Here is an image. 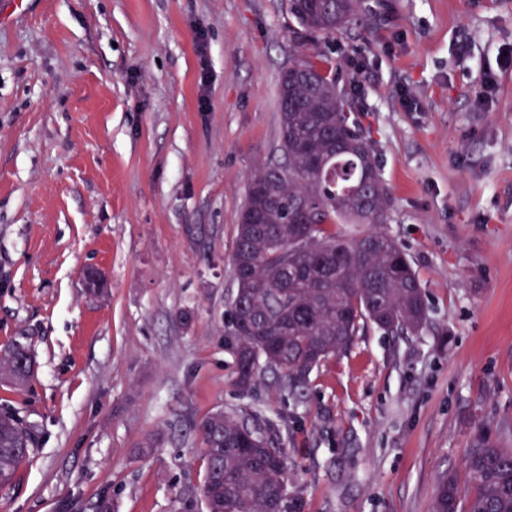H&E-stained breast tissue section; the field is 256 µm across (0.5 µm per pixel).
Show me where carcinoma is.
Wrapping results in <instances>:
<instances>
[{
	"label": "carcinoma",
	"instance_id": "cac0c4a2",
	"mask_svg": "<svg viewBox=\"0 0 512 512\" xmlns=\"http://www.w3.org/2000/svg\"><path fill=\"white\" fill-rule=\"evenodd\" d=\"M361 0H288L292 38L301 56L280 79V150L287 164L257 167L238 213L233 268L248 278L224 319L235 365L234 384L247 390L259 372L278 374L295 391L314 368L348 349L365 327L416 334L428 319L420 280L400 244L386 231L391 206L375 141L342 97L330 59L309 51V37L331 38L357 14ZM339 224L366 225L348 238ZM32 372L27 350H0V379L24 386ZM205 444L202 494L207 512H269L288 463L275 437L222 411L198 424ZM33 427L0 410V487L11 485L29 459ZM473 492L440 478L433 512H512V448L479 435L468 449Z\"/></svg>",
	"mask_w": 512,
	"mask_h": 512
}]
</instances>
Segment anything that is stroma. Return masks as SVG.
Listing matches in <instances>:
<instances>
[{"label":"stroma","instance_id":"obj_1","mask_svg":"<svg viewBox=\"0 0 512 512\" xmlns=\"http://www.w3.org/2000/svg\"><path fill=\"white\" fill-rule=\"evenodd\" d=\"M290 24L287 0H0V347L33 363L0 407L36 430L0 512H206L218 410L278 424L301 512H432L477 432L512 448V0H361L318 39L428 321L361 331L298 396L234 385L230 255L255 168L284 160Z\"/></svg>","mask_w":512,"mask_h":512}]
</instances>
